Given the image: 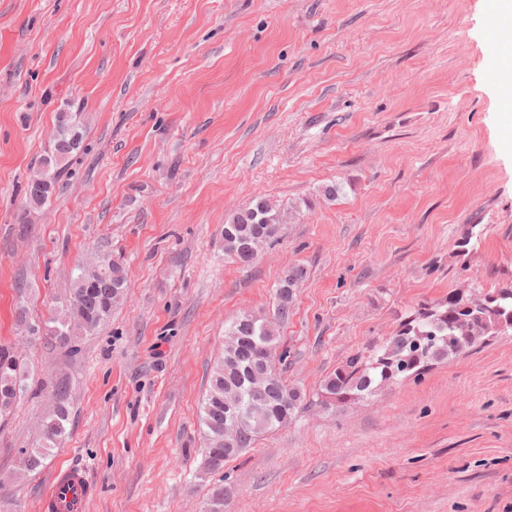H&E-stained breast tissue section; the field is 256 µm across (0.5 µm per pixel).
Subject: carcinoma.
Returning a JSON list of instances; mask_svg holds the SVG:
<instances>
[{
	"label": "carcinoma",
	"instance_id": "1",
	"mask_svg": "<svg viewBox=\"0 0 512 512\" xmlns=\"http://www.w3.org/2000/svg\"><path fill=\"white\" fill-rule=\"evenodd\" d=\"M82 124L77 115L61 112L51 155L43 158L27 182L26 200L33 209L43 207L50 195L32 197L47 182L55 185L82 144ZM302 200L284 210L265 198L237 211L224 225V255L243 266H253L263 248L278 242L282 226L301 207ZM302 265L284 270L275 290L273 315L256 317L243 312L229 321L224 356L211 373L201 403L200 427L206 442L202 473H217L224 462L241 455L259 438L290 424L314 401L283 377L288 350L279 349L278 327L288 323L296 306L298 288L306 278ZM127 273L124 265L109 259L94 261L75 278L69 297L61 303L58 324L47 329L51 344L73 351L79 333H89L105 323L124 300ZM512 332V284L485 288L480 284L455 289L436 302H421L400 319L395 332L370 345L368 355H356L328 375L317 401L339 409L372 395L377 387L412 377L422 378L436 363L469 354L498 336ZM26 373L15 352L0 345V417L10 414L26 390ZM54 404L40 424L41 444L22 452L20 474L43 467L51 448L65 436L69 421V387L64 379L53 386ZM241 398L231 418L227 406ZM229 490L222 483L210 488L204 512H224Z\"/></svg>",
	"mask_w": 512,
	"mask_h": 512
}]
</instances>
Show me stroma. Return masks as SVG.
I'll use <instances>...</instances> for the list:
<instances>
[{
  "mask_svg": "<svg viewBox=\"0 0 512 512\" xmlns=\"http://www.w3.org/2000/svg\"><path fill=\"white\" fill-rule=\"evenodd\" d=\"M496 38L491 0H0V344L30 385L0 422V512H39L73 463L96 489L85 512H203L224 324L271 314L290 265L307 278L279 329L284 376L310 395L418 303L512 283ZM60 112L79 113L82 145L33 210ZM259 195L312 205L244 269L224 225ZM103 253L127 272L109 322L71 356L27 340L18 306L51 319ZM62 377L66 437L19 475ZM223 477L224 512H512V335L312 406Z\"/></svg>",
  "mask_w": 512,
  "mask_h": 512,
  "instance_id": "35a3bbf8",
  "label": "stroma"
}]
</instances>
